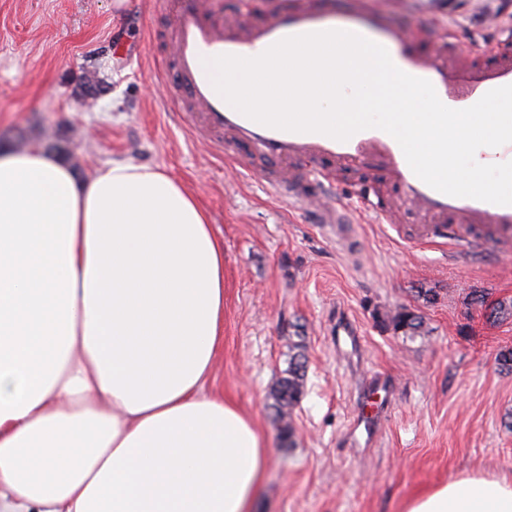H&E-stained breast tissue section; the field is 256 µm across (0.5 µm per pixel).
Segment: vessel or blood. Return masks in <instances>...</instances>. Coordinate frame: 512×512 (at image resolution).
Returning a JSON list of instances; mask_svg holds the SVG:
<instances>
[{"mask_svg": "<svg viewBox=\"0 0 512 512\" xmlns=\"http://www.w3.org/2000/svg\"><path fill=\"white\" fill-rule=\"evenodd\" d=\"M154 9L172 12L170 29L162 35L164 63L181 116L195 135L214 148L230 142L246 147L252 158L279 168L269 179L273 190L296 189V198L317 223L340 230L350 217L330 204L331 193L342 186L341 174L359 168L376 175L397 197L396 203H370L385 224H418V237L427 247L449 250L459 261L473 254L472 243L512 256V206L440 193L409 167L398 142L377 128L359 131L339 141L321 133L271 128L246 117L214 89L209 59L220 55L255 57L279 40L317 31L353 32L385 47L403 72L429 80L443 104L465 109L489 90L512 85V53L492 47L478 59L458 55L448 36L434 49L421 48L407 29L389 23L379 13L364 10L352 0L349 10L335 15L330 0H269L263 14L246 16L237 8L222 25L208 18L209 0H152ZM394 384L373 376L359 394L354 430L375 438L392 407Z\"/></svg>", "mask_w": 512, "mask_h": 512, "instance_id": "1", "label": "vessel or blood"}]
</instances>
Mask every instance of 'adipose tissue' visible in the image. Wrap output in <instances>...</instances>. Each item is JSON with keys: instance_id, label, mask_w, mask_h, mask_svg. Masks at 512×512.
Segmentation results:
<instances>
[{"instance_id": "obj_1", "label": "adipose tissue", "mask_w": 512, "mask_h": 512, "mask_svg": "<svg viewBox=\"0 0 512 512\" xmlns=\"http://www.w3.org/2000/svg\"><path fill=\"white\" fill-rule=\"evenodd\" d=\"M223 331L224 242L184 184L0 155V512H254L270 453L208 386ZM400 512H512V476Z\"/></svg>"}]
</instances>
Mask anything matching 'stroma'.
Listing matches in <instances>:
<instances>
[{"label": "stroma", "mask_w": 512, "mask_h": 512, "mask_svg": "<svg viewBox=\"0 0 512 512\" xmlns=\"http://www.w3.org/2000/svg\"><path fill=\"white\" fill-rule=\"evenodd\" d=\"M411 31L448 32L476 56L512 48V0H362ZM150 0H0V151L37 146L91 179L113 160L183 182L224 241V344L210 380L258 423L273 464L257 512H399L403 500L469 471L512 475V263L477 252L463 265L403 239L359 210L377 178L350 175L338 196L358 249L347 253L287 192L266 162L195 140L171 100L162 50L168 27ZM500 315H492L496 306ZM358 347L336 346V314ZM422 317L421 336L390 315ZM306 363L305 394L280 420L271 393L290 362ZM396 382L389 420L352 443L362 383ZM291 433H284V426Z\"/></svg>", "instance_id": "1"}]
</instances>
